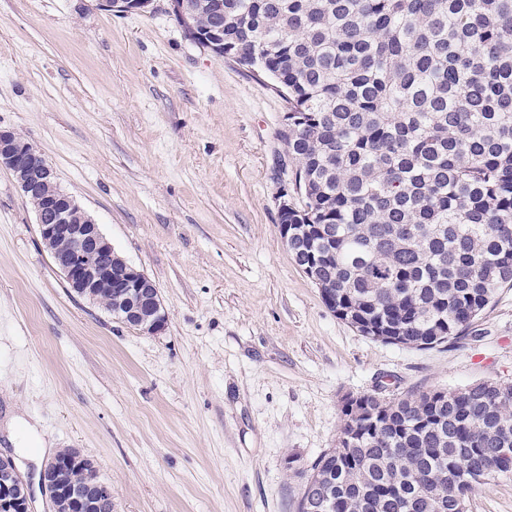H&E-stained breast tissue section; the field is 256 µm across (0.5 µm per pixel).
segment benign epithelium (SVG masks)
Returning a JSON list of instances; mask_svg holds the SVG:
<instances>
[{
	"label": "benign epithelium",
	"mask_w": 512,
	"mask_h": 512,
	"mask_svg": "<svg viewBox=\"0 0 512 512\" xmlns=\"http://www.w3.org/2000/svg\"><path fill=\"white\" fill-rule=\"evenodd\" d=\"M0 166L24 173L20 188L26 196L56 177L54 168L32 147L16 143L12 133L2 130ZM35 212L39 237L75 294L92 299L102 289L126 288L131 306L119 319L147 334L164 329L166 315L155 282L114 254L100 225L83 215L70 195L58 188L48 197L46 206L36 207ZM71 463L72 457L58 454L45 462L40 485L48 498L55 494L60 471ZM31 494L30 482L13 459L0 454V512H15L18 506L30 512Z\"/></svg>",
	"instance_id": "7a95c632"
}]
</instances>
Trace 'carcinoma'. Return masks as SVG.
Listing matches in <instances>:
<instances>
[{"mask_svg": "<svg viewBox=\"0 0 512 512\" xmlns=\"http://www.w3.org/2000/svg\"><path fill=\"white\" fill-rule=\"evenodd\" d=\"M187 33L202 46L208 0ZM224 54L288 101V252L362 336L457 340L512 288V0H224ZM303 494L322 512H458L512 475V385L343 410Z\"/></svg>", "mask_w": 512, "mask_h": 512, "instance_id": "obj_1", "label": "carcinoma"}]
</instances>
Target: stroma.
I'll return each instance as SVG.
<instances>
[{"instance_id": "35a3bbf8", "label": "stroma", "mask_w": 512, "mask_h": 512, "mask_svg": "<svg viewBox=\"0 0 512 512\" xmlns=\"http://www.w3.org/2000/svg\"><path fill=\"white\" fill-rule=\"evenodd\" d=\"M287 110L271 79L191 40L171 0H0V129L55 169L167 316L149 335L70 294L0 166V453L25 477L75 448L112 512H296L345 396L512 384V288L426 350L327 307L279 232ZM467 512H512V476Z\"/></svg>"}]
</instances>
